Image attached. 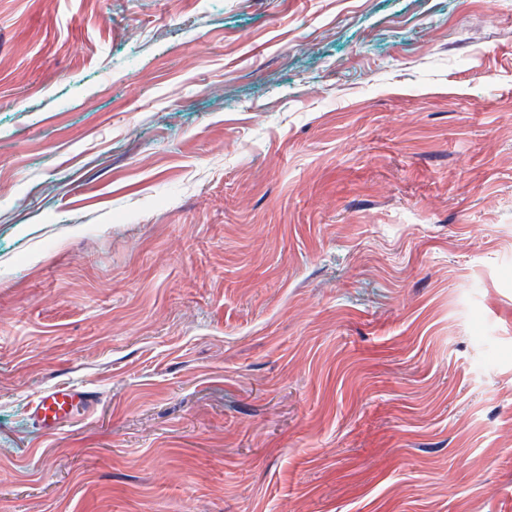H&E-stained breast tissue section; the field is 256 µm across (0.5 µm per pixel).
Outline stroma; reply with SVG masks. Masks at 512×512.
<instances>
[{"label":"stroma","mask_w":512,"mask_h":512,"mask_svg":"<svg viewBox=\"0 0 512 512\" xmlns=\"http://www.w3.org/2000/svg\"><path fill=\"white\" fill-rule=\"evenodd\" d=\"M0 512H512V0H0ZM92 391L75 385H57L40 392L30 404V417L41 432L51 434L88 411Z\"/></svg>","instance_id":"1"}]
</instances>
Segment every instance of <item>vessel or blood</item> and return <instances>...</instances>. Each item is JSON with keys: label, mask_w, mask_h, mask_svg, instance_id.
Masks as SVG:
<instances>
[{"label": "vessel or blood", "mask_w": 512, "mask_h": 512, "mask_svg": "<svg viewBox=\"0 0 512 512\" xmlns=\"http://www.w3.org/2000/svg\"><path fill=\"white\" fill-rule=\"evenodd\" d=\"M92 391L75 385H57L40 392L30 404V417L41 432L51 434L88 411Z\"/></svg>", "instance_id": "vessel-or-blood-1"}]
</instances>
